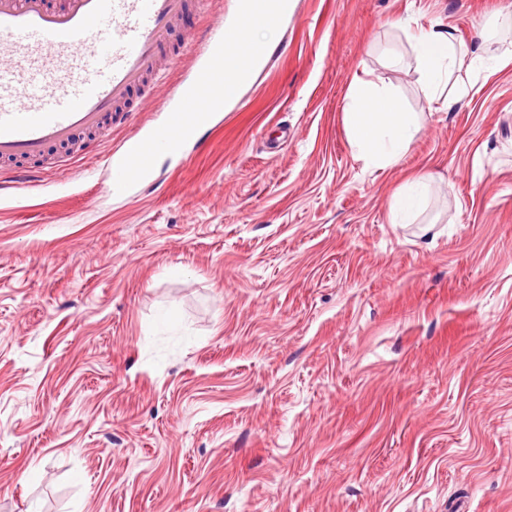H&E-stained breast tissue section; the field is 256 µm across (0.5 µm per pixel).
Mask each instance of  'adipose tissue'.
I'll return each mask as SVG.
<instances>
[{"label":"adipose tissue","mask_w":512,"mask_h":512,"mask_svg":"<svg viewBox=\"0 0 512 512\" xmlns=\"http://www.w3.org/2000/svg\"><path fill=\"white\" fill-rule=\"evenodd\" d=\"M278 30V25L259 10L250 15L244 28L236 30L225 53V106L236 103L238 75L255 68L258 54L271 50L272 36ZM408 38L423 93L441 110L452 111L461 98L448 95V79L467 66L455 48L453 32L435 26L419 27L409 31ZM343 125L355 157L377 170L398 167L422 128L419 118L404 110L396 94L360 78L349 88ZM428 191L426 177L408 178L392 197L394 223L409 222L425 205Z\"/></svg>","instance_id":"obj_1"}]
</instances>
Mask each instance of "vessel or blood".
Here are the masks:
<instances>
[{"label":"vessel or blood","instance_id":"vessel-or-blood-1","mask_svg":"<svg viewBox=\"0 0 512 512\" xmlns=\"http://www.w3.org/2000/svg\"><path fill=\"white\" fill-rule=\"evenodd\" d=\"M208 0H0V192L37 187L29 161L54 157L80 135L132 120L189 55L181 76L167 82L163 118L144 124L104 155L103 188L129 197L152 181L157 158L184 150L196 133L215 126L224 110V47L247 17L240 0L231 11L171 38L184 16Z\"/></svg>","mask_w":512,"mask_h":512}]
</instances>
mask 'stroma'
<instances>
[{"label":"stroma","instance_id":"35a3bbf8","mask_svg":"<svg viewBox=\"0 0 512 512\" xmlns=\"http://www.w3.org/2000/svg\"><path fill=\"white\" fill-rule=\"evenodd\" d=\"M512 0H293L129 199H0V512H512ZM484 65L424 96L406 25ZM423 120L364 169L354 78ZM431 179L391 221L407 176ZM429 188L428 178L424 176L408 178L392 197L393 223L408 224L407 222L425 205Z\"/></svg>","mask_w":512,"mask_h":512}]
</instances>
